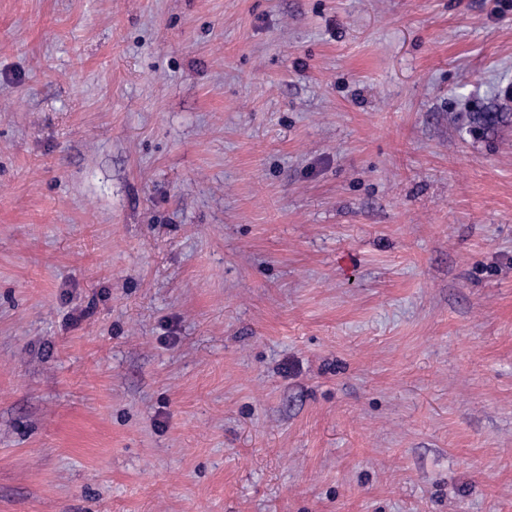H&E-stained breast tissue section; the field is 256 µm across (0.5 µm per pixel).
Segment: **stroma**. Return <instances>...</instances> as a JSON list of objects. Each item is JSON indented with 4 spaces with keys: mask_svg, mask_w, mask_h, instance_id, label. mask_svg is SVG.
<instances>
[{
    "mask_svg": "<svg viewBox=\"0 0 512 512\" xmlns=\"http://www.w3.org/2000/svg\"><path fill=\"white\" fill-rule=\"evenodd\" d=\"M512 0H0V512H512Z\"/></svg>",
    "mask_w": 512,
    "mask_h": 512,
    "instance_id": "obj_1",
    "label": "stroma"
}]
</instances>
